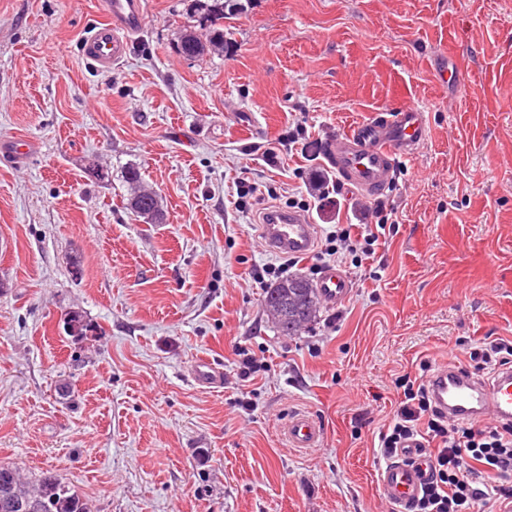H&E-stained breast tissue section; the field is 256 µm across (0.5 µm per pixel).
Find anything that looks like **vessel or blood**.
Listing matches in <instances>:
<instances>
[{
  "instance_id": "vessel-or-blood-1",
  "label": "vessel or blood",
  "mask_w": 512,
  "mask_h": 512,
  "mask_svg": "<svg viewBox=\"0 0 512 512\" xmlns=\"http://www.w3.org/2000/svg\"><path fill=\"white\" fill-rule=\"evenodd\" d=\"M102 5L104 19L83 38L81 54L90 64L108 69L126 54L132 35L144 27L146 10L143 0H102ZM426 137L424 110L407 101L329 139L324 157L352 190L370 198L390 186L398 160L416 154ZM261 236L271 253L305 257L315 251L317 228L305 213L279 211L262 225ZM315 288L323 303L338 307L351 298L354 284L343 269L329 265L321 270ZM430 391L450 420L478 424L490 418L512 423V367L481 377L456 365H443L432 374ZM283 434L289 447L315 448L322 428L309 414L297 412L285 422ZM430 473L429 455L413 443L379 469L377 489L396 512H407Z\"/></svg>"
}]
</instances>
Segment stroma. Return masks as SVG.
<instances>
[{
  "label": "stroma",
  "instance_id": "35a3bbf8",
  "mask_svg": "<svg viewBox=\"0 0 512 512\" xmlns=\"http://www.w3.org/2000/svg\"><path fill=\"white\" fill-rule=\"evenodd\" d=\"M145 2L99 69L80 43L101 0H0V145L38 144L19 165L0 148V462L56 472L92 512H387L397 378L512 339V0H254L224 53L196 58L187 0ZM404 92L429 132L379 198L394 227L339 260L346 305L282 335L254 276L283 262L259 213L364 233L375 201L323 145ZM131 167L164 223L126 209ZM243 351L265 372L241 380ZM202 360L221 387L192 381ZM295 411L319 447H288Z\"/></svg>",
  "mask_w": 512,
  "mask_h": 512
}]
</instances>
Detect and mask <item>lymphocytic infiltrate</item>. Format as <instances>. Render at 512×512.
<instances>
[{"label":"lymphocytic infiltrate","mask_w":512,"mask_h":512,"mask_svg":"<svg viewBox=\"0 0 512 512\" xmlns=\"http://www.w3.org/2000/svg\"><path fill=\"white\" fill-rule=\"evenodd\" d=\"M422 370L419 377L399 380L403 398L379 434L386 457L419 437L432 445L429 481L409 512H485L490 500L512 503V425L451 423L430 397V365Z\"/></svg>","instance_id":"obj_1"}]
</instances>
